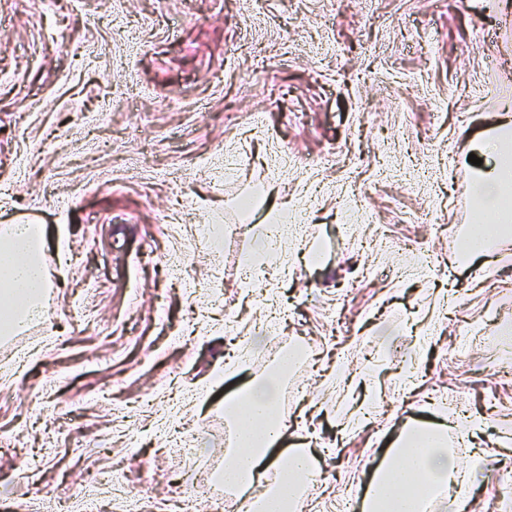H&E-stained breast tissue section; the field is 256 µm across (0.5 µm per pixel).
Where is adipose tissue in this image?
<instances>
[{
  "label": "adipose tissue",
  "mask_w": 512,
  "mask_h": 512,
  "mask_svg": "<svg viewBox=\"0 0 512 512\" xmlns=\"http://www.w3.org/2000/svg\"><path fill=\"white\" fill-rule=\"evenodd\" d=\"M493 136L475 149L482 158L466 187L479 212L469 235L466 253L491 255L504 236L498 225L512 222V117L503 115L492 127ZM44 230L38 224H13L0 239V335H14L40 312L47 281L41 264ZM277 377L239 391L227 408L238 421L234 453L224 465V483L245 490L265 485L270 470L280 478L254 501V512H286L302 487L316 481V458L282 448L288 425L275 417ZM484 461L476 455L462 465L439 427L401 432L384 463L376 468L362 501V512H424L440 495L452 497L458 512H469L472 477Z\"/></svg>",
  "instance_id": "adipose-tissue-1"
}]
</instances>
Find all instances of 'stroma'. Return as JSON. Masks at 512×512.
Listing matches in <instances>:
<instances>
[{"label": "stroma", "instance_id": "35a3bbf8", "mask_svg": "<svg viewBox=\"0 0 512 512\" xmlns=\"http://www.w3.org/2000/svg\"><path fill=\"white\" fill-rule=\"evenodd\" d=\"M509 104L502 0H0V226L44 225L51 267L0 339V512H87L82 473L117 459L106 512H171L189 463L231 454L225 398L297 338L317 366L280 386L282 445L326 479L296 512H344L405 427L473 420L471 512H512V252L459 247L470 142ZM274 215L271 285H248ZM340 357L375 405L342 441Z\"/></svg>", "mask_w": 512, "mask_h": 512}]
</instances>
